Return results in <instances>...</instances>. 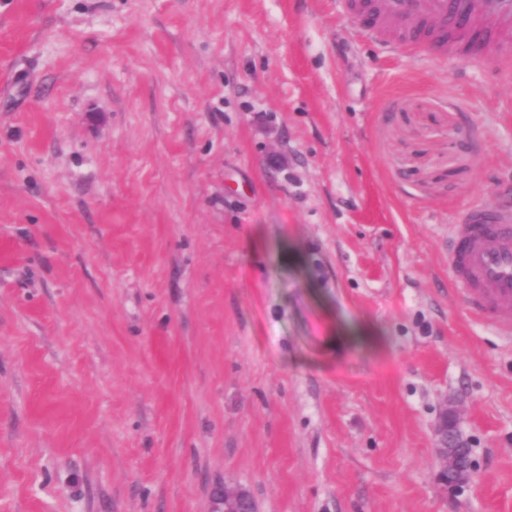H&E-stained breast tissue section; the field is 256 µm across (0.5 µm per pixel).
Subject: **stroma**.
<instances>
[{"label":"stroma","mask_w":512,"mask_h":512,"mask_svg":"<svg viewBox=\"0 0 512 512\" xmlns=\"http://www.w3.org/2000/svg\"><path fill=\"white\" fill-rule=\"evenodd\" d=\"M477 203L496 54L338 0H0V512H512V334L448 268ZM455 424V410L446 408L442 414L440 425L437 429L438 456L442 461L439 472L440 482L446 492L456 493L463 489L470 480L472 466L458 467L451 448L448 446V422ZM210 512H257V506L247 491L229 492L222 485L211 490Z\"/></svg>","instance_id":"35a3bbf8"}]
</instances>
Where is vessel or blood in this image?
Instances as JSON below:
<instances>
[{
  "mask_svg": "<svg viewBox=\"0 0 512 512\" xmlns=\"http://www.w3.org/2000/svg\"><path fill=\"white\" fill-rule=\"evenodd\" d=\"M343 13L412 54L492 49L512 64V0H339ZM451 281L470 312L512 332V212L474 204L452 227Z\"/></svg>",
  "mask_w": 512,
  "mask_h": 512,
  "instance_id": "b4317fda",
  "label": "vessel or blood"
}]
</instances>
